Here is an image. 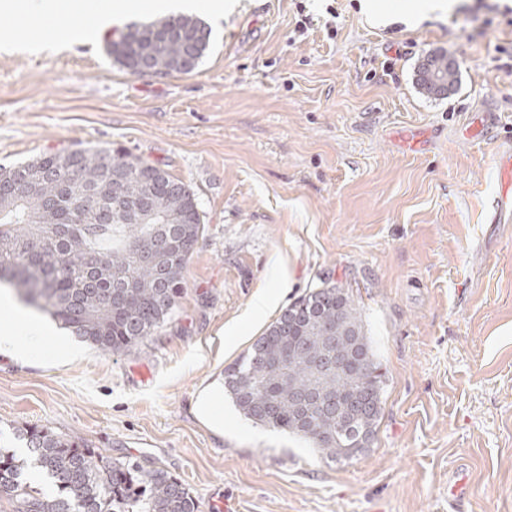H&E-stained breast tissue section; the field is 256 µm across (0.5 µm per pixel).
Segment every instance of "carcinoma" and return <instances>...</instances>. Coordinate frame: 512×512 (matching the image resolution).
Instances as JSON below:
<instances>
[{
    "label": "carcinoma",
    "mask_w": 512,
    "mask_h": 512,
    "mask_svg": "<svg viewBox=\"0 0 512 512\" xmlns=\"http://www.w3.org/2000/svg\"><path fill=\"white\" fill-rule=\"evenodd\" d=\"M209 41L191 15L160 17L107 38L105 50L131 72L146 65L164 76L195 70ZM419 81L444 96L456 65L446 52L429 55ZM203 231L188 186L125 149H69L0 166V283L103 353H123L172 319ZM383 377L347 289L324 281L224 368V391L246 420L346 462L374 440ZM16 435L27 456L0 449V493L13 512H197L163 469L129 468L45 428ZM33 469L52 492L31 484Z\"/></svg>",
    "instance_id": "1"
}]
</instances>
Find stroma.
Returning <instances> with one entry per match:
<instances>
[{
    "instance_id": "1",
    "label": "stroma",
    "mask_w": 512,
    "mask_h": 512,
    "mask_svg": "<svg viewBox=\"0 0 512 512\" xmlns=\"http://www.w3.org/2000/svg\"><path fill=\"white\" fill-rule=\"evenodd\" d=\"M363 0H232L198 67L145 77L70 14L13 45L0 13V165L61 149L124 147L195 193L205 234L173 319L112 355H0V446L21 427L76 435L117 462L160 466L199 512H512V223H490L495 148L474 113L512 137V17L472 36L460 8L370 20ZM308 15L306 32L296 23ZM451 53L458 89L426 94L417 68ZM349 289L384 373L375 438L321 459L246 420L217 386L297 297ZM271 294V309L252 314ZM211 398L215 413L197 404Z\"/></svg>"
}]
</instances>
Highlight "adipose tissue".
<instances>
[{"instance_id": "adipose-tissue-1", "label": "adipose tissue", "mask_w": 512, "mask_h": 512, "mask_svg": "<svg viewBox=\"0 0 512 512\" xmlns=\"http://www.w3.org/2000/svg\"><path fill=\"white\" fill-rule=\"evenodd\" d=\"M192 6V0H81L74 13L80 18L89 17V31L101 34L113 23L148 10L180 14ZM0 306L12 309L11 314L0 317L1 355L28 359L43 355L56 362L76 357V350L53 336L50 326L28 317L26 309L16 303L9 289L0 290ZM23 323L31 330L30 337L25 340L16 334L17 326Z\"/></svg>"}]
</instances>
